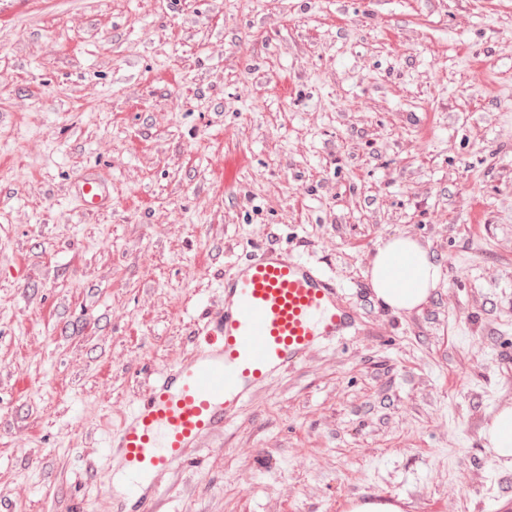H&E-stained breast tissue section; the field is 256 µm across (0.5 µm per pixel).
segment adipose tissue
<instances>
[{"label":"adipose tissue","instance_id":"adipose-tissue-1","mask_svg":"<svg viewBox=\"0 0 512 512\" xmlns=\"http://www.w3.org/2000/svg\"><path fill=\"white\" fill-rule=\"evenodd\" d=\"M377 299L398 312L420 309L437 288L441 269L427 249L407 236H393L377 246L368 269ZM503 466L512 465V408L501 409L482 432Z\"/></svg>","mask_w":512,"mask_h":512}]
</instances>
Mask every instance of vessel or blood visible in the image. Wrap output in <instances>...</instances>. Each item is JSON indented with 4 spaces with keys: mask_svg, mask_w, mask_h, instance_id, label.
Instances as JSON below:
<instances>
[{
    "mask_svg": "<svg viewBox=\"0 0 512 512\" xmlns=\"http://www.w3.org/2000/svg\"><path fill=\"white\" fill-rule=\"evenodd\" d=\"M73 195L90 212L112 188L84 173ZM203 342L154 375L148 397L110 434V457L133 477L129 512H168L166 479L223 433L253 392L358 322L341 284L319 263L274 243L252 246L224 275V299L204 315Z\"/></svg>",
    "mask_w": 512,
    "mask_h": 512,
    "instance_id": "1",
    "label": "vessel or blood"
}]
</instances>
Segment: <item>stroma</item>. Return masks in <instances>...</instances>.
<instances>
[{"mask_svg": "<svg viewBox=\"0 0 512 512\" xmlns=\"http://www.w3.org/2000/svg\"><path fill=\"white\" fill-rule=\"evenodd\" d=\"M96 170L111 208L83 211ZM440 264L365 298L381 239ZM360 315L170 477V512H512V0H41L0 18V506L120 512L109 428L250 246ZM73 195L89 212L112 205V186L101 182L92 172H86L74 183ZM368 277L377 299L397 312H412L437 288L441 269L416 240L391 236L377 246ZM482 436L495 458L504 467H512V460L508 459L512 457V408L501 409L483 429Z\"/></svg>", "mask_w": 512, "mask_h": 512, "instance_id": "obj_1", "label": "stroma"}]
</instances>
